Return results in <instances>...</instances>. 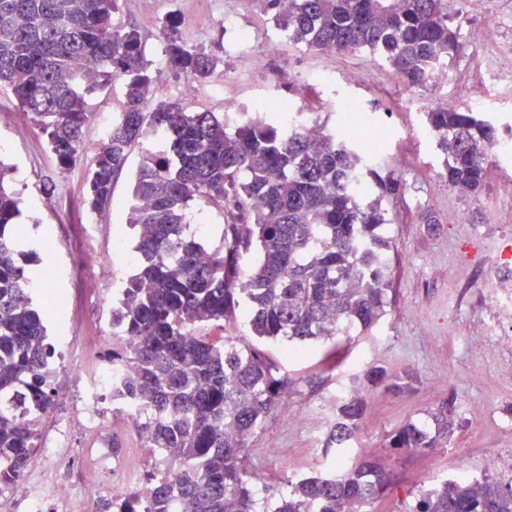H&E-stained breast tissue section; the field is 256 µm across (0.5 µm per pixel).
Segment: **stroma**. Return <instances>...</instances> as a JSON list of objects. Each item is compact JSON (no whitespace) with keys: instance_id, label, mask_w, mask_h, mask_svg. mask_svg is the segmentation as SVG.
Wrapping results in <instances>:
<instances>
[{"instance_id":"stroma-1","label":"stroma","mask_w":512,"mask_h":512,"mask_svg":"<svg viewBox=\"0 0 512 512\" xmlns=\"http://www.w3.org/2000/svg\"><path fill=\"white\" fill-rule=\"evenodd\" d=\"M235 10L255 37L254 49L276 45L266 72H252L249 53L225 40L224 14ZM150 16L173 19L187 44L220 60L213 75L198 83L196 96L184 100L187 111L232 113L243 103L277 96L285 88L297 107L334 128L341 113L329 111V103L354 100L368 127L395 130L389 152L404 160L394 172L387 165L379 167L380 173L399 180L398 193L383 197L378 188L370 190L371 197H382L391 219L386 229L391 272L386 315L371 330H351L342 339L341 354L330 361L318 349L307 361L291 362L282 355V342L268 345L271 358L296 383L248 441L246 478L258 512L267 508L265 485L285 496L291 482L327 466L321 444L334 422L333 396L338 388L349 387L354 371L372 365L399 375L411 373L415 381L402 395L371 394L360 430L349 443L351 464L369 459L392 473V490L366 505L364 512H407L421 491L454 476L457 465H473L486 448L500 451V465L490 471V478H512V346L486 333L494 318L486 303L483 261L485 253H501L512 242V158L489 164L478 194H461L441 179L443 157L425 131L426 112L460 107L490 113L499 128L512 126V88L500 83L494 47L477 41L479 31L493 24L512 42V0H489L481 11L464 8L458 19L463 46L450 67L448 84L427 89L393 85L388 66L369 53L325 54L293 44L259 6L243 10L238 0H121L114 21L139 31L151 61L161 56L163 42L159 28L145 26ZM352 71L373 74L374 79L349 81ZM228 78L239 82L237 98L230 102L218 92ZM123 107L118 81L89 97L85 149L75 164L64 168L30 114L19 109L9 90L0 89L5 184L21 198L20 223H38L50 235V242L37 238L30 247L41 266L54 272L49 289L67 298L64 313L51 320L50 333L77 335L75 356L90 366L102 363L112 349L105 334L110 274L125 276L133 270L132 238L126 235L122 247L114 245L117 233L128 229V177L116 182L102 225L92 234L85 228L86 174L100 145L99 127ZM186 221L187 234L211 249L221 247L223 217L218 208L193 204ZM470 340L478 342V349L467 348ZM86 386V380L57 368L51 382L55 405L42 427L71 415ZM448 398L455 401L456 428L446 446L423 455L390 448V436L398 427L409 420L427 423L429 411ZM304 410L311 412V419L295 422L293 413ZM111 426L120 448L113 481L142 476L147 453L137 431L124 416L112 419ZM273 444L281 450L279 457L268 453Z\"/></svg>"}]
</instances>
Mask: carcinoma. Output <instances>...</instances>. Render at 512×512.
Listing matches in <instances>:
<instances>
[{"label":"carcinoma","mask_w":512,"mask_h":512,"mask_svg":"<svg viewBox=\"0 0 512 512\" xmlns=\"http://www.w3.org/2000/svg\"><path fill=\"white\" fill-rule=\"evenodd\" d=\"M288 39L321 52L368 51L410 88L428 87L430 72L451 65L460 49L448 0H254ZM120 0H0V87L31 114L63 167L84 150L87 99L114 80L124 109L87 172L92 212L112 201L129 151L151 131L163 147L135 172L130 229L136 269L122 282L112 323L122 335L110 361L129 369L112 395V413L129 402L150 415L142 447L158 458L145 478L150 499L112 497L101 512H255L246 481L247 441L277 409L295 380L264 351L230 334L237 317L252 335L327 342L336 331L372 328L386 313L391 223L384 196L398 180L381 176L362 145L329 131L312 141L286 126L279 112L233 119L189 112L178 100L151 103L154 81L140 34L116 25ZM170 70L194 83L219 61L185 45L172 22L160 28ZM426 130L444 158L448 188L470 194L483 186L499 129L470 109L426 113ZM0 165V479L20 477L36 448L42 417L53 407L50 378L56 346L49 313L34 299L39 270L19 244L30 227L17 222L20 197L6 188ZM381 195L357 192V177ZM193 203L224 216V248L185 234ZM253 253L256 263L239 269ZM410 374L382 366L352 378L355 394L336 403L325 450L344 447L359 430L365 394L395 395ZM453 399L431 413L434 428L398 427L393 448L424 453L453 433ZM295 483L273 512H362L392 481L381 465L341 464ZM411 512H512V482L443 480L421 493Z\"/></svg>","instance_id":"carcinoma-1"}]
</instances>
